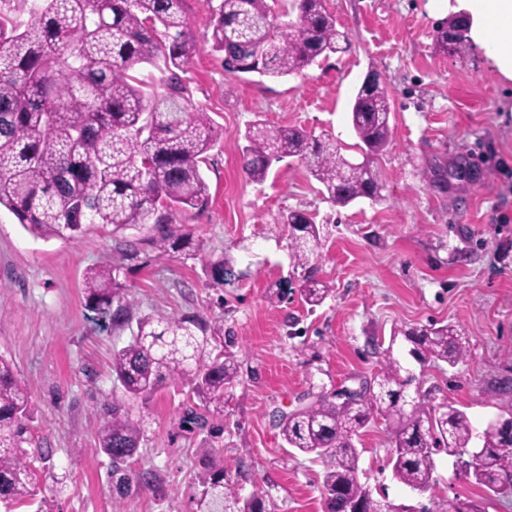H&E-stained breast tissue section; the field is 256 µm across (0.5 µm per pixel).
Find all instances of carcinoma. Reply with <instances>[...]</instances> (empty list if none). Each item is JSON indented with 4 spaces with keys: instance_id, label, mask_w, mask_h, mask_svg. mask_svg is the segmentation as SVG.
<instances>
[{
    "instance_id": "obj_1",
    "label": "carcinoma",
    "mask_w": 512,
    "mask_h": 512,
    "mask_svg": "<svg viewBox=\"0 0 512 512\" xmlns=\"http://www.w3.org/2000/svg\"><path fill=\"white\" fill-rule=\"evenodd\" d=\"M182 2L0 0V207L33 236L74 239L86 225L102 224L114 234L147 230L140 238L119 241L124 260L204 252L203 239L174 226L175 213L208 200L201 164L224 139V128L182 103L179 73L195 52ZM287 4L276 15L268 0H220L212 41L224 53L225 71L289 76L349 42L325 0ZM26 6L33 20L23 25L14 13ZM466 32L463 20L453 16L437 28L435 45L446 53ZM160 62L170 73V92L148 95L145 82L128 71L138 64L156 68ZM390 114L382 87L358 89L350 121L356 147L366 153L359 164L350 162L336 142L302 127L254 124L244 134L242 170L260 184L273 164L296 157L333 204L373 199L382 185L372 158L391 141ZM281 222L287 226L293 267L300 271L301 300L319 306L332 291L311 265L320 246L319 225L314 216L296 210L283 214ZM121 270L120 262L99 265L84 278L87 300L102 321L114 328L136 323L132 340L112 352V376L123 398H112L97 431L98 450L111 463L115 504L140 487L164 495L152 470L129 467L145 436L144 420L133 414L131 402L176 381L200 400L199 407L184 410L180 431L219 432L210 421L224 417V388L238 377L232 343L214 352L216 337L207 335L202 319L132 320ZM399 335L423 369L436 360L454 367L467 356L466 341L451 323L400 328L383 350L366 399L347 403L322 389L311 402L276 415L287 445L323 464V512H342L348 504L359 512H381L383 499L373 497L359 478L356 446L377 415L392 427L388 464L393 476L411 490H432L435 455L465 448L481 453L473 472L476 484L495 493L502 483H512V405L479 432L465 412L435 402L429 390L414 403H403L401 392L415 376L394 355ZM34 413L28 388L0 358V503L7 509L33 496L34 463L48 452L32 435ZM197 485L195 512H281L269 494L240 497L219 460L204 468Z\"/></svg>"
}]
</instances>
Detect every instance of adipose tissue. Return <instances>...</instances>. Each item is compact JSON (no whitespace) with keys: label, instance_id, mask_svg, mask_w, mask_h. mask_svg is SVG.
Returning a JSON list of instances; mask_svg holds the SVG:
<instances>
[{"label":"adipose tissue","instance_id":"obj_1","mask_svg":"<svg viewBox=\"0 0 512 512\" xmlns=\"http://www.w3.org/2000/svg\"><path fill=\"white\" fill-rule=\"evenodd\" d=\"M436 3L467 18L469 38L497 72L512 81V0H436Z\"/></svg>","mask_w":512,"mask_h":512}]
</instances>
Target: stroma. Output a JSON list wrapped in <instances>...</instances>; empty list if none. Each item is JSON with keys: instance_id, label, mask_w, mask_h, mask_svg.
Here are the masks:
<instances>
[{"instance_id": "stroma-1", "label": "stroma", "mask_w": 512, "mask_h": 512, "mask_svg": "<svg viewBox=\"0 0 512 512\" xmlns=\"http://www.w3.org/2000/svg\"><path fill=\"white\" fill-rule=\"evenodd\" d=\"M349 46L283 78L232 74L212 47L211 0H183L196 44L183 95L208 113L224 138L207 154L205 208L176 222L207 244L198 256L124 263L120 275L134 316H196L234 337L238 382L224 391L218 437L180 435L187 405L180 384L135 402L146 437L133 469H152L165 497L141 489L113 505L110 462L97 451L103 403L113 391V329L88 307L83 275L121 261L111 227L86 226L76 239L30 235L0 208V356L29 388L32 433L47 458L35 461L29 502L0 512H192L195 482L213 449L241 496L262 491L282 512H322L323 465L286 447L273 420L307 403L325 382L371 379L394 328L457 325L468 346L456 367L425 368L422 386L466 412L478 427L512 401V84L472 41L443 54L434 47L446 12L432 0H326ZM379 75L391 106L392 140L374 162L377 200L348 206L325 199L320 183L293 158L251 182L240 166L246 127L256 121L302 127L360 160L348 120L367 74ZM287 210L312 214L323 229L313 264L332 292L309 309L281 222ZM223 261L224 278L211 265ZM122 262V261H121ZM359 466L371 488L395 505L468 498L484 512H512V494H495L436 458L433 497L397 482L387 465L390 433L376 421L360 438Z\"/></svg>"}]
</instances>
